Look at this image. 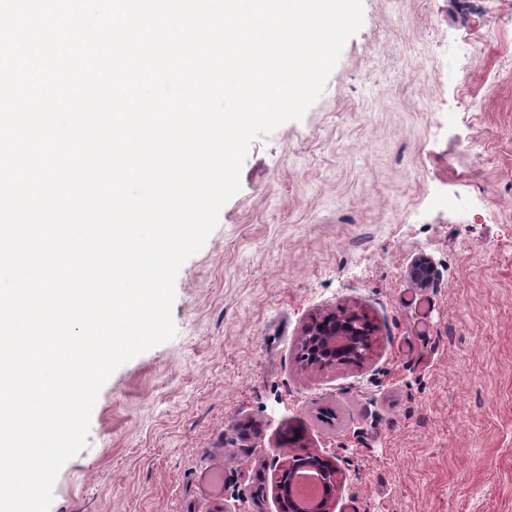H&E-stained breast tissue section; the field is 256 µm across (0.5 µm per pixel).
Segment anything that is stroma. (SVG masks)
<instances>
[{
    "mask_svg": "<svg viewBox=\"0 0 512 512\" xmlns=\"http://www.w3.org/2000/svg\"><path fill=\"white\" fill-rule=\"evenodd\" d=\"M363 8L304 117L252 143L177 276L175 337L105 383L49 512H278L290 427L359 512H512V0ZM420 255L438 276L410 357ZM344 311L369 353L307 365L305 326Z\"/></svg>",
    "mask_w": 512,
    "mask_h": 512,
    "instance_id": "1",
    "label": "stroma"
}]
</instances>
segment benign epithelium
Returning a JSON list of instances; mask_svg holds the SVG:
<instances>
[{
	"label": "benign epithelium",
	"instance_id": "7a95c632",
	"mask_svg": "<svg viewBox=\"0 0 512 512\" xmlns=\"http://www.w3.org/2000/svg\"><path fill=\"white\" fill-rule=\"evenodd\" d=\"M437 271L425 256L417 257L408 269L409 279L425 288L434 282ZM374 326L358 314L331 315L309 325L304 331V345L310 350L308 364L324 367L364 358L373 345ZM313 470L322 480L323 494L312 503H303L293 495L296 473ZM340 487L338 469L328 457L310 451L293 455L283 462L274 485L279 512H335Z\"/></svg>",
	"mask_w": 512,
	"mask_h": 512
}]
</instances>
